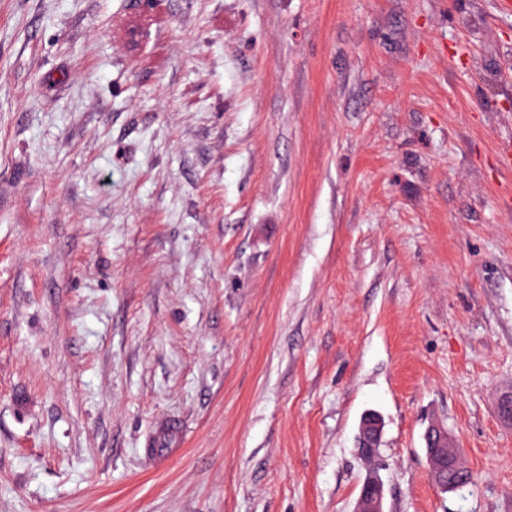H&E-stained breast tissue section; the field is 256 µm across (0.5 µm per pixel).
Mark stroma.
Returning <instances> with one entry per match:
<instances>
[{
    "mask_svg": "<svg viewBox=\"0 0 512 512\" xmlns=\"http://www.w3.org/2000/svg\"><path fill=\"white\" fill-rule=\"evenodd\" d=\"M511 136L497 0H0V512H512ZM358 451L362 456L375 453L380 443L383 424L381 418L374 413H367L360 422ZM426 453L431 464V477L435 484L442 490L454 491L458 483L452 478H446L445 472L453 465L460 455L459 448L449 437L448 432L437 425L430 427L425 435ZM384 484L376 475L365 480L356 502L355 512H384Z\"/></svg>",
    "mask_w": 512,
    "mask_h": 512,
    "instance_id": "1",
    "label": "stroma"
}]
</instances>
